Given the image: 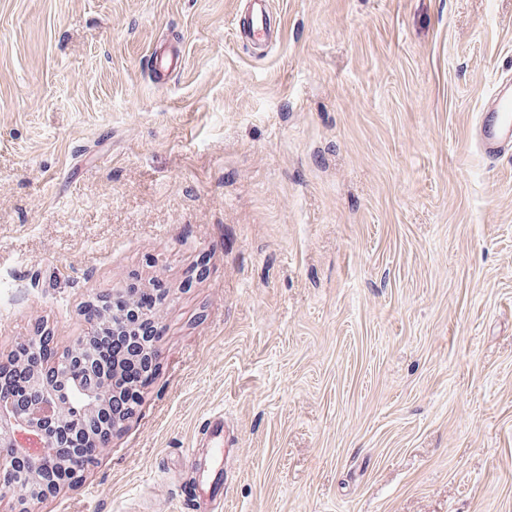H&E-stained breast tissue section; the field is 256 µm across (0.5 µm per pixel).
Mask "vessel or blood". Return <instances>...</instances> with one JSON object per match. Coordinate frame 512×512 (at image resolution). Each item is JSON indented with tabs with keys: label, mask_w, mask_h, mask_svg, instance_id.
<instances>
[{
	"label": "vessel or blood",
	"mask_w": 512,
	"mask_h": 512,
	"mask_svg": "<svg viewBox=\"0 0 512 512\" xmlns=\"http://www.w3.org/2000/svg\"><path fill=\"white\" fill-rule=\"evenodd\" d=\"M149 65L156 73L165 75L181 70L183 58L176 51L163 52L151 55ZM477 143L491 158L504 149L512 148V79H503L488 97L477 124ZM205 432L210 438L208 455L203 463L197 465L192 481L182 488L184 500L192 503L224 494V457L227 450L223 418L210 419Z\"/></svg>",
	"instance_id": "b4317fda"
}]
</instances>
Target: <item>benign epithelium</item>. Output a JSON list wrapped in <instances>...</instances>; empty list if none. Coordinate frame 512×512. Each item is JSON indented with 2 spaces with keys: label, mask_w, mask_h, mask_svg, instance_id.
Here are the masks:
<instances>
[{
  "label": "benign epithelium",
  "mask_w": 512,
  "mask_h": 512,
  "mask_svg": "<svg viewBox=\"0 0 512 512\" xmlns=\"http://www.w3.org/2000/svg\"><path fill=\"white\" fill-rule=\"evenodd\" d=\"M61 363L26 372L28 399L0 394V493L11 497L10 512H32L34 502L56 493L83 469L75 465L76 456L70 463L59 458L62 441L91 427L99 429V449L110 442L112 430L99 421L110 382L92 363L87 337H78ZM74 365L86 370L78 385L85 397L81 407L71 403L69 369Z\"/></svg>",
  "instance_id": "7a95c632"
}]
</instances>
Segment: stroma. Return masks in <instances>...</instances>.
Instances as JSON below:
<instances>
[{
  "label": "stroma",
  "instance_id": "stroma-1",
  "mask_svg": "<svg viewBox=\"0 0 512 512\" xmlns=\"http://www.w3.org/2000/svg\"><path fill=\"white\" fill-rule=\"evenodd\" d=\"M241 6L0 0V361L165 285L133 416L33 512H512V0H270L262 45ZM149 65L159 75L180 71L183 66V57L179 51L162 52L152 54L149 57ZM477 143L491 158L512 148V79H503L488 97L477 124ZM210 438L207 458L196 467L192 481L182 488L184 500L191 503L224 495V484L228 475L224 470V456L228 448L224 444V420L222 416L210 419L205 428ZM225 474V475H224Z\"/></svg>",
  "mask_w": 512,
  "mask_h": 512
}]
</instances>
